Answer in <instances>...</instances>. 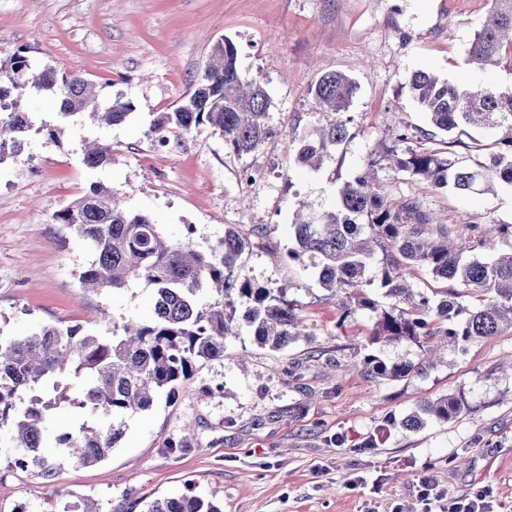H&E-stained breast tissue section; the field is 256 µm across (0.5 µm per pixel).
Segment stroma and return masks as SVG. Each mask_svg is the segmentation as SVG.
Instances as JSON below:
<instances>
[{
	"label": "stroma",
	"instance_id": "obj_1",
	"mask_svg": "<svg viewBox=\"0 0 512 512\" xmlns=\"http://www.w3.org/2000/svg\"><path fill=\"white\" fill-rule=\"evenodd\" d=\"M490 0H0V57L28 48L33 58L78 71L105 98L129 100L123 123L97 126L61 118L45 96L27 100L32 130L0 151V316L15 335L39 324L85 331L151 314V288L83 291L91 254L57 211L101 183L128 208L150 215L164 234L204 250L233 228L248 246L238 277L297 302L304 336L281 350L253 337L229 338L222 358L201 362L174 401L135 414L111 455L93 466L66 463L57 494L33 470L0 452V512H63L97 500L102 512L185 492L223 512H440L418 497L430 476L452 498L481 492L494 512H512V329L448 349L426 361L419 344L369 345L373 322L341 319L336 298L288 258L290 224L301 203L329 205L333 190L360 169L389 126L410 146L429 123L405 87L415 70L453 83H512V68L467 61ZM231 38L242 76L259 80L276 137L239 157L202 127L157 154L156 113L191 92L212 47ZM327 71L356 80L351 136L320 170L299 166L295 139L324 122L310 89ZM62 127L59 139L49 128ZM112 149L89 168L81 145ZM263 169L259 186L241 185ZM392 199L418 197L450 224H512V189L457 196L419 181L387 185ZM410 361L418 372L369 379L365 355ZM464 396L449 422L406 431L394 422L427 400ZM193 432L191 447L167 443Z\"/></svg>",
	"mask_w": 512,
	"mask_h": 512
}]
</instances>
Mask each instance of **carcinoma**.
Returning <instances> with one entry per match:
<instances>
[{
	"mask_svg": "<svg viewBox=\"0 0 512 512\" xmlns=\"http://www.w3.org/2000/svg\"><path fill=\"white\" fill-rule=\"evenodd\" d=\"M512 58V0L491 6L468 50V63L485 69ZM413 99L428 114L432 129L422 132L431 147L406 145L398 134L371 150L358 174L335 190V200L315 209L301 204L293 223L295 247L288 259L310 269L323 289L339 298L341 321L366 313L374 321L369 344L447 343L462 349L472 339L512 328V249L483 261L475 245L499 238L512 242V224H444L416 198L394 201L380 173L420 180L453 194L512 186V88L459 85L417 70L406 81ZM54 96L63 118L77 114L108 125L124 122L131 102L103 103L98 83L51 66L39 68L15 52L0 58V150L17 144L31 129L21 109L33 91ZM357 82L336 71L323 73L310 94L331 119L298 136L296 161L318 170L350 138L349 113ZM271 99L261 82L244 78L238 51L228 37L209 54L192 92L170 112L157 113L155 138L178 139L202 126L224 136L237 156L251 154L275 135L269 124ZM485 130L490 140L476 146L488 161L466 165L453 157L452 135L463 127ZM112 160L109 148H84V163L97 168ZM54 222L73 231L92 253L79 274L93 293L119 291L131 281L152 288L150 317L114 322L98 332L39 324L26 336L0 326V448L15 464L54 479L61 464L91 465L120 442L130 416L149 410L156 398L175 396L201 360L224 356V341L247 334L261 345L282 349L301 335L296 304L235 269L247 242L233 228L206 251L192 244V226L183 238L166 240L147 214L129 210L101 183L70 202ZM422 268L447 287L430 297L406 279ZM415 369L410 362L387 364L374 354L363 361L370 378L397 379ZM81 387L79 396L61 392V381ZM40 395L23 401L22 395ZM66 404L81 410L72 432L54 433L46 411ZM466 408L453 394L428 400L394 421L416 431L434 419L448 422ZM54 440L57 455L42 453ZM143 512H221L213 501L191 492L156 499Z\"/></svg>",
	"mask_w": 512,
	"mask_h": 512,
	"instance_id": "carcinoma-1",
	"label": "carcinoma"
}]
</instances>
